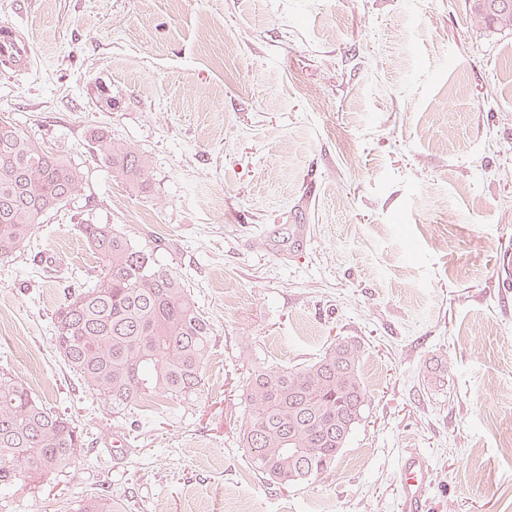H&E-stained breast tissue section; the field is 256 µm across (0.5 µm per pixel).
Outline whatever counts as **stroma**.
<instances>
[{
    "label": "stroma",
    "mask_w": 512,
    "mask_h": 512,
    "mask_svg": "<svg viewBox=\"0 0 512 512\" xmlns=\"http://www.w3.org/2000/svg\"><path fill=\"white\" fill-rule=\"evenodd\" d=\"M33 62L0 117L85 171L80 196L0 261V368L78 420L84 462L0 512H398L399 461L431 512H512V29L469 0H0ZM98 126L150 163L142 193L95 160ZM84 223L188 280L214 330L192 405L92 402L53 348ZM361 347L371 404L335 467L278 488L238 445L240 374ZM440 375L430 378V368ZM399 471L400 512H428L432 487V467L428 456L421 451H411L402 457ZM126 508L112 499L105 490L82 494L72 512H126Z\"/></svg>",
    "instance_id": "obj_1"
}]
</instances>
